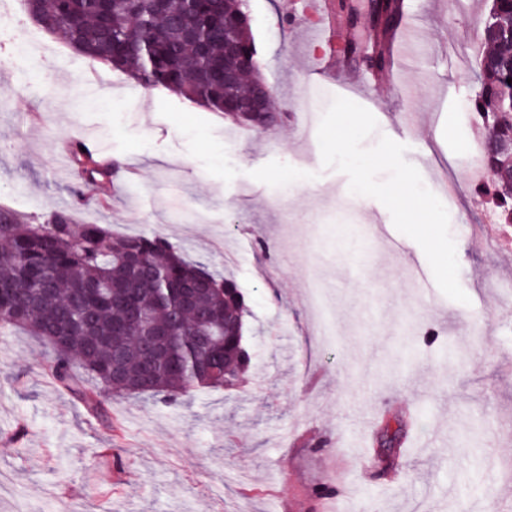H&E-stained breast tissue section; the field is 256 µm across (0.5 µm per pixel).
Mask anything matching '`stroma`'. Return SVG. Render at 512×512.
Masks as SVG:
<instances>
[{
    "mask_svg": "<svg viewBox=\"0 0 512 512\" xmlns=\"http://www.w3.org/2000/svg\"><path fill=\"white\" fill-rule=\"evenodd\" d=\"M492 0H408L421 34L394 69L367 53L338 57L361 75L354 102L448 209L469 304L409 286L420 246L374 198L347 209L344 173L322 165L316 132L295 119L326 111L338 90L318 78L323 44L305 0H248L252 35L285 121L231 126L168 90L135 88L113 122V71L54 35L56 54L12 58L0 45V205L41 222L72 204L63 138L90 133L131 181L89 185L81 221L116 234L157 231L231 277L249 313L252 364L242 387L195 388L176 404L111 398L90 414L45 370L48 351L0 332V512H512V483L484 459L512 453V225L486 240L493 213L462 183L471 128L457 101L473 94L468 55ZM95 69L98 88L86 94ZM334 312L325 336L306 291ZM482 321L483 342L468 336ZM399 420L396 474L377 456L383 419Z\"/></svg>",
    "mask_w": 512,
    "mask_h": 512,
    "instance_id": "obj_1",
    "label": "stroma"
}]
</instances>
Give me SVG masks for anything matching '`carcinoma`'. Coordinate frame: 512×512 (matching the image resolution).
<instances>
[{"label":"carcinoma","instance_id":"carcinoma-1","mask_svg":"<svg viewBox=\"0 0 512 512\" xmlns=\"http://www.w3.org/2000/svg\"><path fill=\"white\" fill-rule=\"evenodd\" d=\"M247 0H38V24L60 35L76 52L126 74L145 90L169 89L186 101L252 126L242 112H226L228 100L248 97L239 81L224 84V37H252L234 21L245 14ZM401 0L368 6L349 3L353 15L375 16L357 30L363 48L379 70L391 64L384 38L401 14ZM480 38V59H512L507 38ZM483 162L495 158L493 142L512 138V112L482 117ZM497 223L512 224V191L492 187ZM0 329L23 328L51 350V374L87 409L104 415L102 402L87 393L83 380L106 395L128 391L112 383V351L124 352L121 366L134 374L147 372L150 385L141 395L169 404L191 388H234L251 364L243 341L224 337V313L246 314L243 296L231 280L210 277L213 290L202 293L195 315L184 317L176 300L157 298L159 283L182 288L203 265L184 257L165 237L153 234L114 235L101 224H79L73 209L55 210L38 224L0 207ZM168 330L163 353L146 361L142 336ZM211 343L202 347L198 336Z\"/></svg>","mask_w":512,"mask_h":512}]
</instances>
